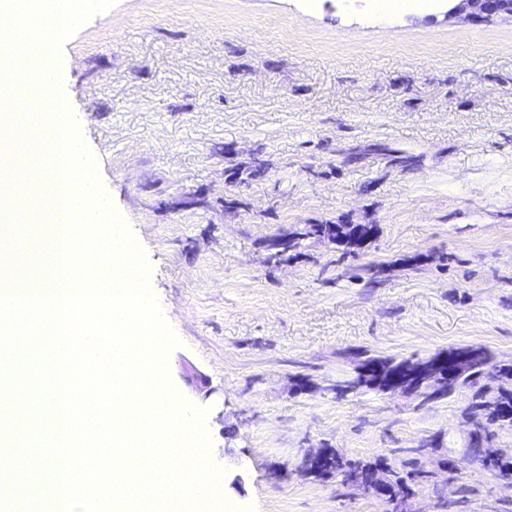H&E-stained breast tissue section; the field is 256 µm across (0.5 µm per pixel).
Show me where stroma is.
Returning a JSON list of instances; mask_svg holds the SVG:
<instances>
[{"mask_svg": "<svg viewBox=\"0 0 512 512\" xmlns=\"http://www.w3.org/2000/svg\"><path fill=\"white\" fill-rule=\"evenodd\" d=\"M60 90L102 198L150 267L179 339L177 392L205 412L238 512H386L304 475L308 449L430 473L408 512H444L440 461L468 445L473 390L428 404L330 387L366 356L458 345L512 364V23L383 16L348 0H115L59 47ZM308 224H375L357 255ZM469 512L512 486L462 462Z\"/></svg>", "mask_w": 512, "mask_h": 512, "instance_id": "35a3bbf8", "label": "stroma"}]
</instances>
